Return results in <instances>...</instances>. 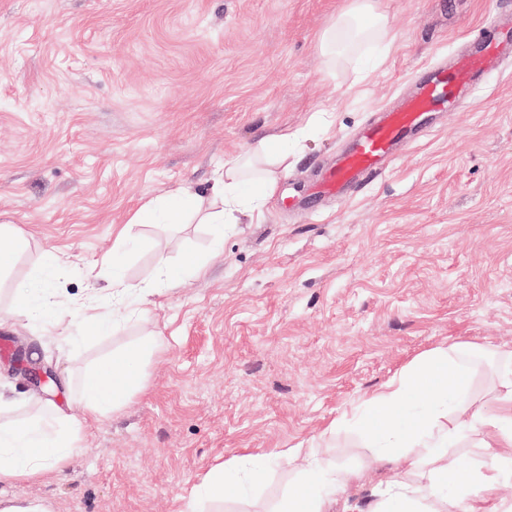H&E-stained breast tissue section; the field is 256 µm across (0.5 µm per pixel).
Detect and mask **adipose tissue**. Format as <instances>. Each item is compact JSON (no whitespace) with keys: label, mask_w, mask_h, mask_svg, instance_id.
Listing matches in <instances>:
<instances>
[{"label":"adipose tissue","mask_w":512,"mask_h":512,"mask_svg":"<svg viewBox=\"0 0 512 512\" xmlns=\"http://www.w3.org/2000/svg\"><path fill=\"white\" fill-rule=\"evenodd\" d=\"M351 31L383 40L390 33L389 21L370 0H353L319 34L321 54L345 52V36ZM299 139V131L286 130L225 157L209 188L219 207L200 214V223L232 224L238 213L261 212L279 173L288 167L290 147ZM55 296L39 268L26 284L13 286L10 311L42 315L54 307ZM155 346L149 335L86 369L80 413L54 407L39 419L0 426V483L60 469L80 449L87 417L114 411L141 390V365ZM479 351L471 343L436 347L368 395L352 413L336 417L334 427L354 428L367 452L394 465L400 475L381 490L371 512H512V501L496 494L512 471V360L498 371L490 389L479 393L471 382L473 356ZM468 441L477 455L464 452ZM271 460L268 454L232 458L223 471L205 478L202 488L212 498L236 500L245 484L263 479ZM364 478L360 470L310 461L276 512H364L348 494Z\"/></svg>","instance_id":"adipose-tissue-1"}]
</instances>
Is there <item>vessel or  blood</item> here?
Segmentation results:
<instances>
[{
  "label": "vessel or blood",
  "mask_w": 512,
  "mask_h": 512,
  "mask_svg": "<svg viewBox=\"0 0 512 512\" xmlns=\"http://www.w3.org/2000/svg\"><path fill=\"white\" fill-rule=\"evenodd\" d=\"M490 64L484 51H474L461 70L428 67L418 90L363 128L351 147L330 165L314 187L318 196H336L359 181L382 173L400 141L412 139L425 116L451 106L449 89L465 94L469 85L482 77Z\"/></svg>",
  "instance_id": "obj_1"
}]
</instances>
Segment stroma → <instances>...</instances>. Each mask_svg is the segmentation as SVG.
<instances>
[{
	"mask_svg": "<svg viewBox=\"0 0 512 512\" xmlns=\"http://www.w3.org/2000/svg\"><path fill=\"white\" fill-rule=\"evenodd\" d=\"M349 2L0 0V225L30 241L14 280L52 255L62 306L76 311L110 279L103 260L125 227L127 282L155 285L160 254L205 264L75 345L39 318L0 327L6 425L77 410L86 367L150 332L160 343L143 390L85 421L61 471L1 484L0 499L215 512L204 476L265 452L266 482L235 508L273 512L309 457L369 467L354 431L327 427L416 358L464 341L512 348V0H372L389 39L332 66L316 37ZM490 16L503 64L472 100L430 116L427 136L343 199L311 198L351 134ZM286 128L304 139L260 215L221 230L131 225L148 198L204 192L225 155ZM20 348L51 368L50 391L16 371Z\"/></svg>",
	"mask_w": 512,
	"mask_h": 512,
	"instance_id": "35a3bbf8",
	"label": "stroma"
}]
</instances>
